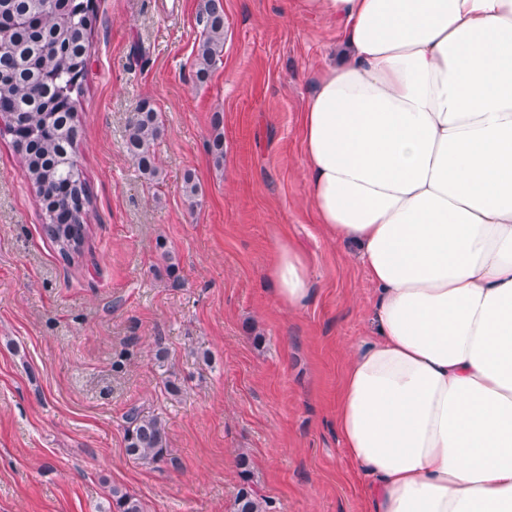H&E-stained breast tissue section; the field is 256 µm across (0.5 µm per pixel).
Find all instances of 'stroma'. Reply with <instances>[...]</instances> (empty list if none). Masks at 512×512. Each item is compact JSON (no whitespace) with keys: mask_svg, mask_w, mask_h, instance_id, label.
Listing matches in <instances>:
<instances>
[{"mask_svg":"<svg viewBox=\"0 0 512 512\" xmlns=\"http://www.w3.org/2000/svg\"><path fill=\"white\" fill-rule=\"evenodd\" d=\"M202 2L94 0L77 148L93 198L73 261L0 137V512H106L114 487L143 512H233L244 468L263 512H370L336 404L376 295L303 177L312 76L347 49L303 0H224V55L201 83ZM145 104L163 125L155 181L124 147ZM279 241L310 265L299 309L266 275ZM133 406L165 423L167 462L126 454Z\"/></svg>","mask_w":512,"mask_h":512,"instance_id":"stroma-1","label":"stroma"}]
</instances>
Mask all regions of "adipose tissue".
Returning a JSON list of instances; mask_svg holds the SVG:
<instances>
[{
	"mask_svg": "<svg viewBox=\"0 0 512 512\" xmlns=\"http://www.w3.org/2000/svg\"><path fill=\"white\" fill-rule=\"evenodd\" d=\"M348 48L304 113L318 221L378 294L336 424L371 512H512V0H305ZM279 302L311 295L278 247Z\"/></svg>",
	"mask_w": 512,
	"mask_h": 512,
	"instance_id": "obj_1",
	"label": "adipose tissue"
}]
</instances>
